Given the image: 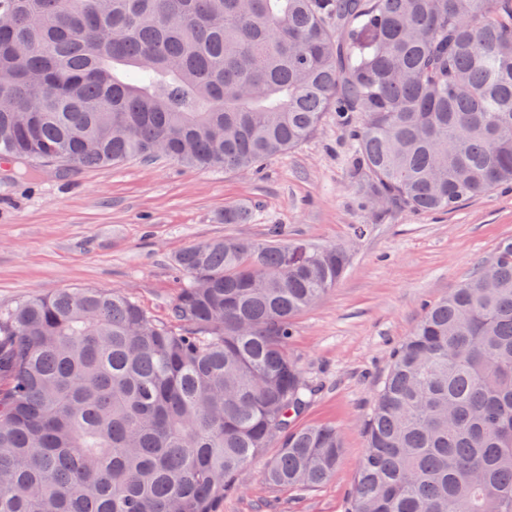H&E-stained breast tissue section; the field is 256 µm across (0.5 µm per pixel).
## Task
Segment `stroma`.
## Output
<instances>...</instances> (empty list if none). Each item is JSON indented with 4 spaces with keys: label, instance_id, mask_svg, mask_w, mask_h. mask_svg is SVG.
I'll return each mask as SVG.
<instances>
[{
    "label": "stroma",
    "instance_id": "35a3bbf8",
    "mask_svg": "<svg viewBox=\"0 0 512 512\" xmlns=\"http://www.w3.org/2000/svg\"><path fill=\"white\" fill-rule=\"evenodd\" d=\"M349 131L327 113L297 148L259 169H187L174 160H128L28 181L0 165V309L62 288L131 296L163 318L180 287L174 257L214 238H262L280 225L288 240L336 245L345 276L295 320L289 346L318 393L304 424H334L343 448L323 485H269L267 448L238 473L224 512H346L365 452L361 422L373 406L394 348L427 305L451 293L500 242L512 238V187L464 200L446 212L384 211L353 177ZM245 203L246 223L224 208Z\"/></svg>",
    "mask_w": 512,
    "mask_h": 512
}]
</instances>
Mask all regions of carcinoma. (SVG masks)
Segmentation results:
<instances>
[{"label": "carcinoma", "mask_w": 512, "mask_h": 512, "mask_svg": "<svg viewBox=\"0 0 512 512\" xmlns=\"http://www.w3.org/2000/svg\"><path fill=\"white\" fill-rule=\"evenodd\" d=\"M328 112L382 208L512 185V0H0V156L22 178L247 172ZM174 263L165 319L96 288L0 311V512H220L276 434L269 483L332 477L340 436L295 424L317 389L288 347L347 253L272 224ZM364 433L349 512H512V241L426 309Z\"/></svg>", "instance_id": "cac0c4a2"}]
</instances>
